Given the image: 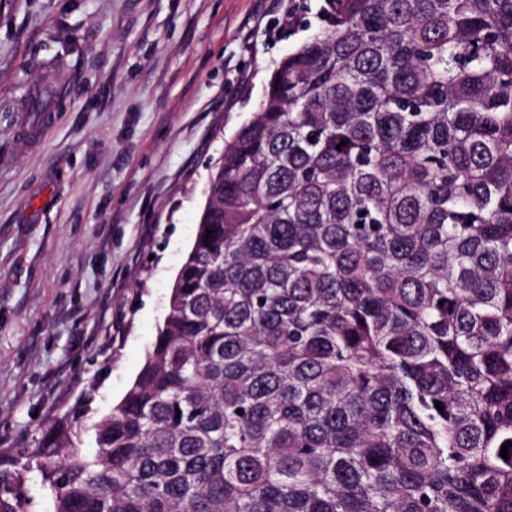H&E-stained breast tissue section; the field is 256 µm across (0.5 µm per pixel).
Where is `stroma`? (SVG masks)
<instances>
[{
    "mask_svg": "<svg viewBox=\"0 0 512 512\" xmlns=\"http://www.w3.org/2000/svg\"><path fill=\"white\" fill-rule=\"evenodd\" d=\"M320 4L0 0V481L25 470L20 512H52L30 452L55 422L91 442L135 380L210 171Z\"/></svg>",
    "mask_w": 512,
    "mask_h": 512,
    "instance_id": "35a3bbf8",
    "label": "stroma"
}]
</instances>
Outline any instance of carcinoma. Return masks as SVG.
I'll use <instances>...</instances> for the list:
<instances>
[{"label": "carcinoma", "instance_id": "obj_1", "mask_svg": "<svg viewBox=\"0 0 512 512\" xmlns=\"http://www.w3.org/2000/svg\"><path fill=\"white\" fill-rule=\"evenodd\" d=\"M319 18L94 450L36 449L53 512H512V0Z\"/></svg>", "mask_w": 512, "mask_h": 512}]
</instances>
